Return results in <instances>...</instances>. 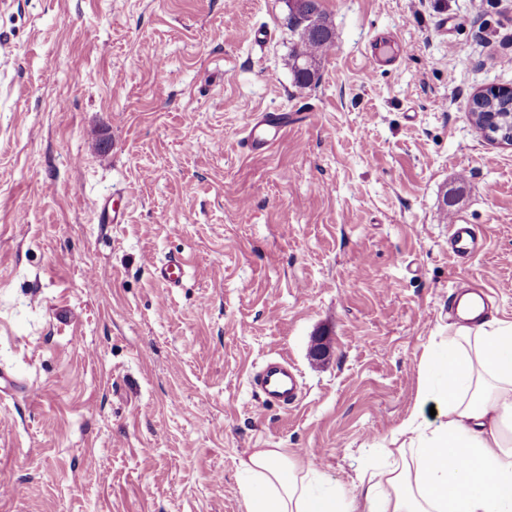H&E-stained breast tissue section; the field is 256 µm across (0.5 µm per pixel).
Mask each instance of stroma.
Here are the masks:
<instances>
[{
	"label": "stroma",
	"mask_w": 512,
	"mask_h": 512,
	"mask_svg": "<svg viewBox=\"0 0 512 512\" xmlns=\"http://www.w3.org/2000/svg\"><path fill=\"white\" fill-rule=\"evenodd\" d=\"M321 6L336 42L302 87L285 0H0V512H242L252 448L352 485L449 288L512 322V148L469 117L512 89V0ZM263 112L291 122L255 155ZM108 197L124 223H99ZM278 355L288 410L249 382ZM450 251L456 258L472 256L477 250V236L474 227L461 217H454L448 224Z\"/></svg>",
	"instance_id": "35a3bbf8"
}]
</instances>
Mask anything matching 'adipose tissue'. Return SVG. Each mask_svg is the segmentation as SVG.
<instances>
[{"instance_id":"1","label":"adipose tissue","mask_w":512,"mask_h":512,"mask_svg":"<svg viewBox=\"0 0 512 512\" xmlns=\"http://www.w3.org/2000/svg\"><path fill=\"white\" fill-rule=\"evenodd\" d=\"M418 386L385 465L352 488L324 487L288 449H252L238 466L244 512H512V323L452 327Z\"/></svg>"}]
</instances>
